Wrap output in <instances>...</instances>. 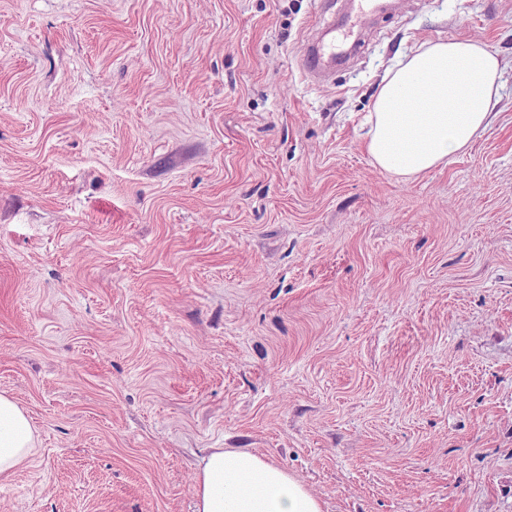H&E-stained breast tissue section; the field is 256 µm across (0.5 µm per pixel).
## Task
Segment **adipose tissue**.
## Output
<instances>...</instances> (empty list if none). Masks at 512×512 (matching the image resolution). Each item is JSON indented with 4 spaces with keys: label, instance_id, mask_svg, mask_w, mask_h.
Here are the masks:
<instances>
[{
    "label": "adipose tissue",
    "instance_id": "1",
    "mask_svg": "<svg viewBox=\"0 0 512 512\" xmlns=\"http://www.w3.org/2000/svg\"><path fill=\"white\" fill-rule=\"evenodd\" d=\"M501 60L468 40L420 45L390 67L368 115L366 149L382 171L408 181L447 163L474 142L499 100ZM37 450L32 424L0 393V477ZM195 512H323L292 473L246 450L213 449L193 487Z\"/></svg>",
    "mask_w": 512,
    "mask_h": 512
}]
</instances>
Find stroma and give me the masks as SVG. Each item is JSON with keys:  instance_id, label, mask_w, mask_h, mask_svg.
<instances>
[{"instance_id": "1", "label": "stroma", "mask_w": 512, "mask_h": 512, "mask_svg": "<svg viewBox=\"0 0 512 512\" xmlns=\"http://www.w3.org/2000/svg\"><path fill=\"white\" fill-rule=\"evenodd\" d=\"M0 0V392L39 435L0 512H194L215 448L325 512H512V0ZM503 61L467 151L372 164L387 68ZM353 1L357 2L356 14L348 23L339 28L337 33L335 28L327 41H312L307 44L305 69L308 73H313L320 62L336 60L337 56L345 52L355 28L360 24V20L371 12L376 0Z\"/></svg>"}]
</instances>
